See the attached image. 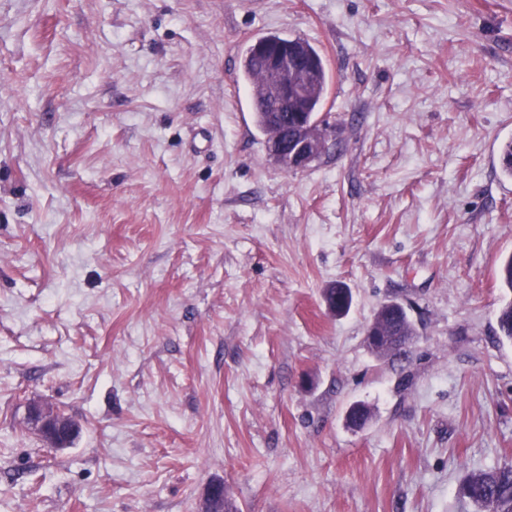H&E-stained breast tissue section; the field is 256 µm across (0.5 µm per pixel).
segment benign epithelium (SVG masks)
<instances>
[{"instance_id": "obj_1", "label": "benign epithelium", "mask_w": 512, "mask_h": 512, "mask_svg": "<svg viewBox=\"0 0 512 512\" xmlns=\"http://www.w3.org/2000/svg\"><path fill=\"white\" fill-rule=\"evenodd\" d=\"M254 50L272 92L269 120L277 123L275 133L266 145L267 154L286 171L303 169L325 151L326 135L321 130H309L298 116L283 123L281 114L301 112L312 64L293 43L259 40L254 43ZM27 422L42 446L53 451L71 447L81 433V425L76 419L43 400L28 404Z\"/></svg>"}]
</instances>
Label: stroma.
I'll list each match as a JSON object with an SVG mask.
<instances>
[{
  "instance_id": "obj_1",
  "label": "stroma",
  "mask_w": 512,
  "mask_h": 512,
  "mask_svg": "<svg viewBox=\"0 0 512 512\" xmlns=\"http://www.w3.org/2000/svg\"><path fill=\"white\" fill-rule=\"evenodd\" d=\"M272 35L331 74L298 171L239 77ZM510 139L512 0H0V512H475L512 465ZM391 300L416 336L378 357ZM324 300L328 306L333 305L336 299V314L342 315L349 311L352 303V296L348 288L341 284L331 285L323 292ZM27 422L42 446L53 451L71 447L82 429L72 416L43 400H34L28 404ZM462 494L478 512H512V465L471 474Z\"/></svg>"
}]
</instances>
